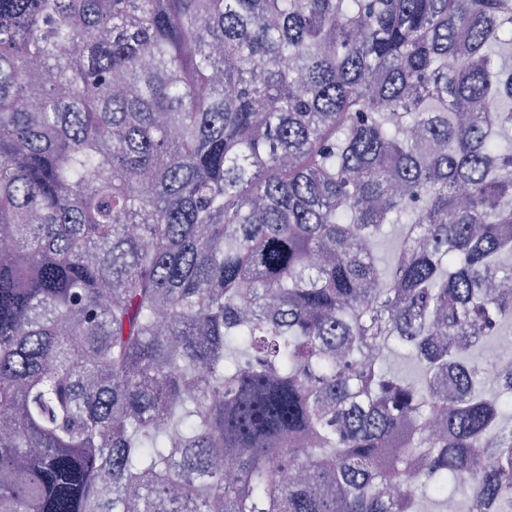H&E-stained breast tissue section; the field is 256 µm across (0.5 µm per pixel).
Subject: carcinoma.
Masks as SVG:
<instances>
[{
	"instance_id": "1",
	"label": "carcinoma",
	"mask_w": 512,
	"mask_h": 512,
	"mask_svg": "<svg viewBox=\"0 0 512 512\" xmlns=\"http://www.w3.org/2000/svg\"><path fill=\"white\" fill-rule=\"evenodd\" d=\"M508 49L512 0H0V512H512Z\"/></svg>"
}]
</instances>
